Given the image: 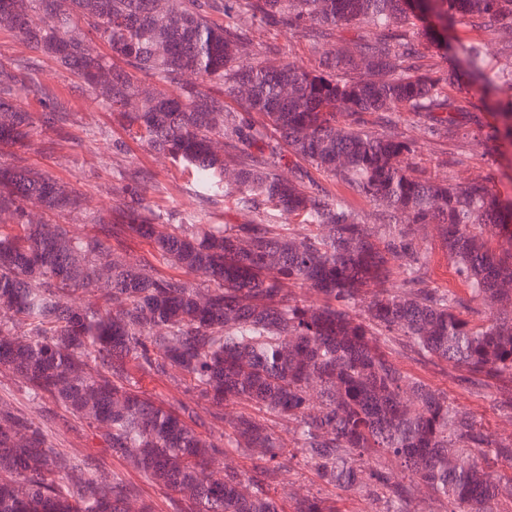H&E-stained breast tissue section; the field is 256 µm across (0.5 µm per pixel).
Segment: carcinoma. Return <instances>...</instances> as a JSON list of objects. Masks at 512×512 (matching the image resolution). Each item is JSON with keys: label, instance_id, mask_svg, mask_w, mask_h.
I'll use <instances>...</instances> for the list:
<instances>
[{"label": "carcinoma", "instance_id": "obj_1", "mask_svg": "<svg viewBox=\"0 0 512 512\" xmlns=\"http://www.w3.org/2000/svg\"><path fill=\"white\" fill-rule=\"evenodd\" d=\"M0 0V31L37 58L0 57V156L39 126L67 141L72 114L37 82L55 62L127 141L192 176L216 205L274 207L269 224H171L144 203L154 175H121L123 202L92 232L32 216L79 206L47 172L0 159V366L17 375L43 422L0 405V512H512V439L494 435L448 393L406 369L449 377L512 419V208L481 181L419 174L417 142L396 113L425 114L428 133L483 129L458 116L453 87L468 71L426 56V23L463 19L512 33V0ZM356 21L374 29L318 67L239 47L279 27L314 46ZM35 93L42 122L21 95ZM238 103L242 111L228 105ZM288 171L281 174L287 156ZM389 213L361 223L311 171ZM432 224L469 295L427 279L416 231ZM152 247L134 264V240ZM171 379L187 400L154 398L146 379ZM81 431L123 460L163 500L125 481L106 459L74 458L47 429ZM317 493L274 495L294 466Z\"/></svg>", "mask_w": 512, "mask_h": 512}]
</instances>
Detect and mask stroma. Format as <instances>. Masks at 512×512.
I'll list each match as a JSON object with an SVG mask.
<instances>
[{
  "mask_svg": "<svg viewBox=\"0 0 512 512\" xmlns=\"http://www.w3.org/2000/svg\"><path fill=\"white\" fill-rule=\"evenodd\" d=\"M255 41L270 49L272 57L277 59L288 56L308 68L313 67L317 59V53L307 39L280 28L256 32ZM469 44L482 45L486 74L500 72L506 67L507 60L493 36L459 21L443 33L441 41L429 44L426 53L432 62L438 64L443 53H460L462 46ZM38 80L56 88L67 100L74 120L71 128L73 138L58 145L54 142L53 133L48 132L35 137L30 148L5 153L4 158L18 166L49 172L85 195L86 211L62 218L63 223L71 225L75 233L87 231L88 214L105 212L119 205V175L132 168L151 171L160 188L167 189V197H160L158 190H152L146 199L151 203L165 199L170 223L249 224L259 219V212L240 206L230 197L215 206L200 204L193 193V185L183 172L139 144L129 143L125 153H113L112 141L119 128L111 113L91 103L53 62L41 61ZM511 100L512 87L497 84L486 88L478 85L467 97L458 98L457 103L462 109L483 113L488 125L495 128L501 124V109ZM394 120L399 129L417 142L414 162L422 175L449 177L461 185L478 179L486 183L500 201H512V139L489 140L481 132L465 139H435L426 132L428 121L424 116L404 113L395 115ZM464 156L469 159L468 165H456V158ZM421 237L427 247V276L432 285L465 294L467 284L458 276L455 260L437 234L426 230ZM421 376L432 385L446 389L459 406L482 415L496 436L512 437V422L500 420L487 402L462 394L451 387L441 374L425 370Z\"/></svg>",
  "mask_w": 512,
  "mask_h": 512,
  "instance_id": "35a3bbf8",
  "label": "stroma"
}]
</instances>
